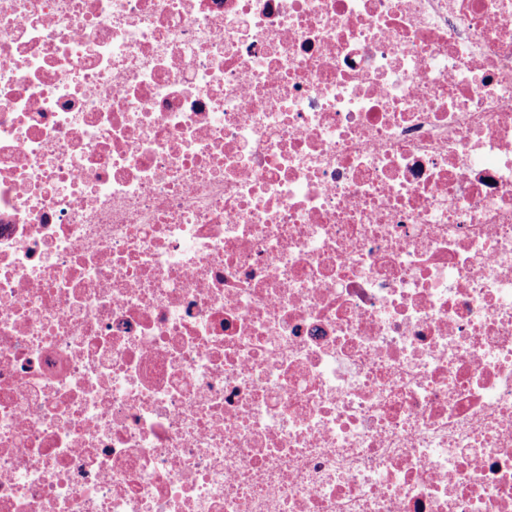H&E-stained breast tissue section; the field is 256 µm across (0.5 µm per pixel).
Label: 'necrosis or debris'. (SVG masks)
I'll use <instances>...</instances> for the list:
<instances>
[{"label":"necrosis or debris","mask_w":512,"mask_h":512,"mask_svg":"<svg viewBox=\"0 0 512 512\" xmlns=\"http://www.w3.org/2000/svg\"><path fill=\"white\" fill-rule=\"evenodd\" d=\"M0 512H512V0H0Z\"/></svg>","instance_id":"necrosis-or-debris-1"}]
</instances>
